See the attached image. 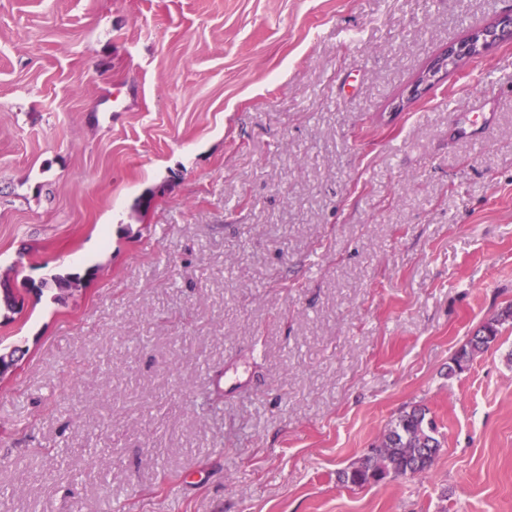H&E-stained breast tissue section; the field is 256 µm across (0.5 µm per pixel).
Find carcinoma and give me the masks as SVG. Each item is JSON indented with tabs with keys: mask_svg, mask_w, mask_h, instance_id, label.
<instances>
[{
	"mask_svg": "<svg viewBox=\"0 0 512 512\" xmlns=\"http://www.w3.org/2000/svg\"><path fill=\"white\" fill-rule=\"evenodd\" d=\"M500 320L487 322L457 352L455 362L462 367L473 357L487 351L499 339ZM437 428L426 419V410L412 407L401 411L391 422L370 453L339 474V480L351 486L375 483L386 477L425 475L430 472L440 451Z\"/></svg>",
	"mask_w": 512,
	"mask_h": 512,
	"instance_id": "carcinoma-1",
	"label": "carcinoma"
}]
</instances>
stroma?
<instances>
[{"label": "stroma", "instance_id": "obj_1", "mask_svg": "<svg viewBox=\"0 0 512 512\" xmlns=\"http://www.w3.org/2000/svg\"><path fill=\"white\" fill-rule=\"evenodd\" d=\"M510 9L0 0V512H512V42L394 108ZM499 319L487 322L468 343L457 352L455 362L458 368L468 363L475 355L487 351L499 339ZM426 410L412 407L402 410L391 422L378 444L368 455L339 474V480L351 486L375 483L386 477L428 474L441 442Z\"/></svg>", "mask_w": 512, "mask_h": 512}]
</instances>
